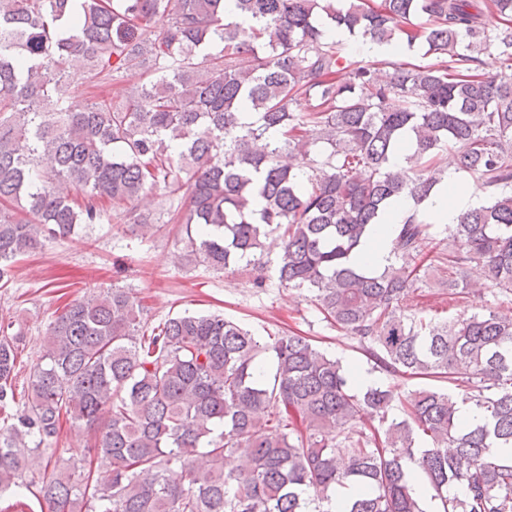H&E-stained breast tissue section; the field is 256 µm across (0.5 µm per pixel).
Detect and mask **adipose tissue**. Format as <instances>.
Masks as SVG:
<instances>
[{
    "instance_id": "adipose-tissue-1",
    "label": "adipose tissue",
    "mask_w": 512,
    "mask_h": 512,
    "mask_svg": "<svg viewBox=\"0 0 512 512\" xmlns=\"http://www.w3.org/2000/svg\"><path fill=\"white\" fill-rule=\"evenodd\" d=\"M480 204V197L465 180L455 163L451 162L446 165L444 179L435 187L424 214L429 223L454 225L463 212L479 207ZM414 209L412 199H403L394 205L391 214L382 224L372 229L359 248V254L365 260L366 270H382L391 261L396 238L394 228L401 217L412 213Z\"/></svg>"
}]
</instances>
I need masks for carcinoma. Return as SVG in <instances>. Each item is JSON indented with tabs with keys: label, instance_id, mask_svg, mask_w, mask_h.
<instances>
[{
	"label": "carcinoma",
	"instance_id": "obj_1",
	"mask_svg": "<svg viewBox=\"0 0 512 512\" xmlns=\"http://www.w3.org/2000/svg\"><path fill=\"white\" fill-rule=\"evenodd\" d=\"M0 0V280L16 259L82 224L131 212L162 189L157 224L216 272L280 247L281 285L307 292L372 370L431 384L355 392L350 371L294 332L265 338L221 314L186 312L145 335L128 288L74 302L15 403L21 331L0 324V495L30 489L47 512H512V84L483 55L512 62V0ZM402 41L435 62L352 60L326 29ZM144 69L120 104L77 108L63 82ZM253 121H242L243 110ZM398 171L391 158L408 139ZM455 152L486 204L459 217L448 246L413 212L380 273L352 254L386 208L418 205ZM511 307L444 319L408 304L424 283L467 294L468 267ZM269 355L268 372L260 356ZM483 422L468 425L457 405ZM88 455L43 461L62 418ZM107 469L105 480L94 478Z\"/></svg>",
	"mask_w": 512,
	"mask_h": 512
}]
</instances>
